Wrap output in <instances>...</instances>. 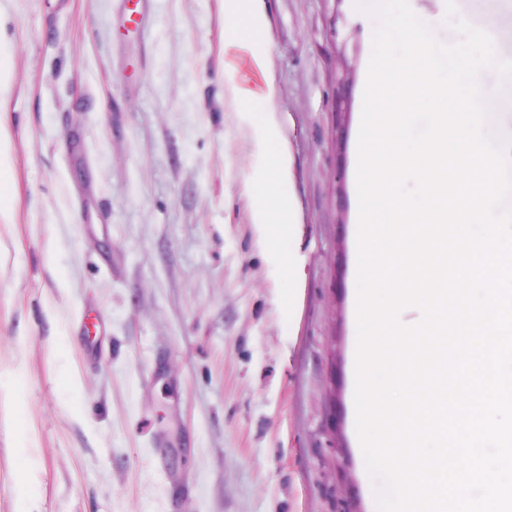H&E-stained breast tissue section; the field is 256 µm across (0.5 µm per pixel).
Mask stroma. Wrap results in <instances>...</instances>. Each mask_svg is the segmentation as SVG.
I'll list each match as a JSON object with an SVG mask.
<instances>
[{
	"mask_svg": "<svg viewBox=\"0 0 512 512\" xmlns=\"http://www.w3.org/2000/svg\"><path fill=\"white\" fill-rule=\"evenodd\" d=\"M457 13L512 59V8ZM298 222L258 241L224 0H0V512H376L355 441L373 22L263 0ZM289 255L293 266L279 263Z\"/></svg>",
	"mask_w": 512,
	"mask_h": 512,
	"instance_id": "1",
	"label": "stroma"
}]
</instances>
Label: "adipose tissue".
Instances as JSON below:
<instances>
[{
  "label": "adipose tissue",
  "instance_id": "1",
  "mask_svg": "<svg viewBox=\"0 0 512 512\" xmlns=\"http://www.w3.org/2000/svg\"><path fill=\"white\" fill-rule=\"evenodd\" d=\"M231 15V47L249 54L251 65L259 73H266V58L256 46L267 36V27L259 0H226ZM262 169V189L266 196L263 207L255 210L253 222L269 251H276L287 229L297 222L295 205H288L284 197L291 187V157L281 130L272 113L251 125Z\"/></svg>",
  "mask_w": 512,
  "mask_h": 512
}]
</instances>
